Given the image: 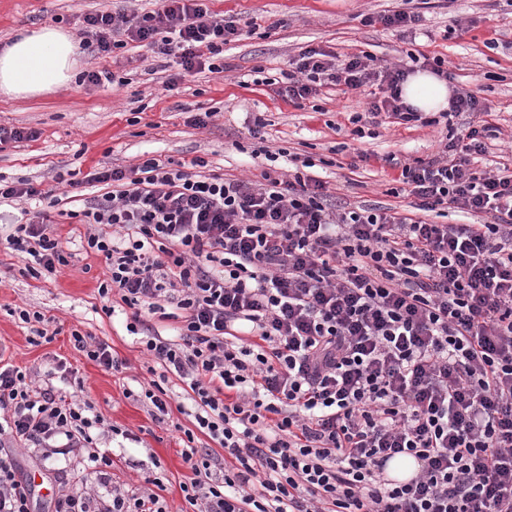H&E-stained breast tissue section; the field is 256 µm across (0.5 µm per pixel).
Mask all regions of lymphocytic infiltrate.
<instances>
[{
    "label": "lymphocytic infiltrate",
    "mask_w": 512,
    "mask_h": 512,
    "mask_svg": "<svg viewBox=\"0 0 512 512\" xmlns=\"http://www.w3.org/2000/svg\"><path fill=\"white\" fill-rule=\"evenodd\" d=\"M239 34L208 0L89 13L81 28L91 56L138 42L187 74L223 72L224 46ZM409 73L309 48L266 84L295 104L325 86H375L368 116L437 125L403 104ZM490 129H449L441 151L403 165L398 181L415 199L406 214L337 211L325 184L300 172L267 169L257 183L201 175V158L192 173L149 158L89 175L114 191L87 198L80 223L121 232L87 236L109 271L99 296L131 309L129 332L146 312L175 323L143 343L197 406L184 431L185 512H512V172L478 170ZM2 199L43 204L6 237L30 256L29 275L67 265L52 191L0 183ZM448 206L488 220L424 221ZM0 410V512H32L12 441L66 455L92 445L100 418L9 363ZM199 433L229 456L222 476L194 448ZM398 455L418 469L393 483L386 470ZM151 483L150 493L113 487L107 505L76 483L54 512H169L155 492L162 477Z\"/></svg>",
    "instance_id": "f902f5d3"
}]
</instances>
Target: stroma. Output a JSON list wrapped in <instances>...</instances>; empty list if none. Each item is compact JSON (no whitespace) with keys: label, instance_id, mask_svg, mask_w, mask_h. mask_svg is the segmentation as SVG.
I'll list each match as a JSON object with an SVG mask.
<instances>
[{"label":"stroma","instance_id":"obj_1","mask_svg":"<svg viewBox=\"0 0 512 512\" xmlns=\"http://www.w3.org/2000/svg\"><path fill=\"white\" fill-rule=\"evenodd\" d=\"M155 0H0V44L17 33L45 25L77 34L84 14L95 10L156 9ZM422 17L424 35L412 38L384 27L380 16L400 9ZM218 16L240 20L241 34L224 49L225 70L180 75L178 67L162 66L137 43L98 58L81 55L79 68L108 71L117 82L93 86L80 76L54 94L36 99L0 95V125L36 131L33 141L0 147V179L27 180L54 190L58 205L51 212L68 265L50 278H33L25 254L0 242V356L47 381L55 360H63L80 378L81 387L59 383L66 398L88 403L103 424L94 446L112 459L108 481H99L87 451L43 460L33 446L17 443L21 478L39 474L33 485L34 512H51L60 484L81 475L101 500L113 486L145 488L154 466L167 482L163 496L171 512L184 502L179 483L189 470L183 459L182 429L192 427L194 402L177 377L167 388L170 412L160 415L140 395L152 378L153 362L139 336L126 330L124 304L105 314L97 293L109 272L103 256L85 248L87 225L70 219L77 208L78 183L92 171L133 166L154 157L187 163L200 157L210 174L255 179L265 158L258 149H285L279 165L290 156L311 158V176L327 182L338 203L379 205L407 213L411 197L394 195L396 169L385 161L395 155L403 163L439 149L445 126L412 127L385 124L373 135L354 134L350 119L363 111L367 93L329 86L321 94L294 105L256 83V69L281 78L309 47L339 57L365 52L395 65L408 54L442 57L457 88L474 91L490 113L495 131L482 160L488 171L512 164V0H212ZM179 77L176 91L164 86ZM210 111L204 127L190 123L192 114ZM267 121L264 139L252 138L255 117ZM370 153L368 163L350 170L354 153ZM37 311L56 335L51 342H30L31 327L11 311ZM92 334L111 345L124 360L121 371H107L87 360L71 341L72 331Z\"/></svg>","mask_w":512,"mask_h":512}]
</instances>
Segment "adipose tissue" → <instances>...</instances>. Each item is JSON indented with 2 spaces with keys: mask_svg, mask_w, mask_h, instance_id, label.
Returning <instances> with one entry per match:
<instances>
[{
  "mask_svg": "<svg viewBox=\"0 0 512 512\" xmlns=\"http://www.w3.org/2000/svg\"><path fill=\"white\" fill-rule=\"evenodd\" d=\"M79 66L78 46L61 28L45 26L17 34L0 49V94L12 98H37L67 85ZM447 83L428 71L410 74L402 99L417 112H442L449 108Z\"/></svg>",
  "mask_w": 512,
  "mask_h": 512,
  "instance_id": "obj_1",
  "label": "adipose tissue"
}]
</instances>
